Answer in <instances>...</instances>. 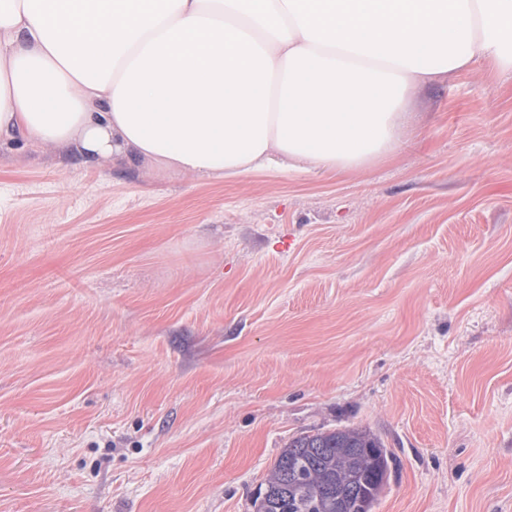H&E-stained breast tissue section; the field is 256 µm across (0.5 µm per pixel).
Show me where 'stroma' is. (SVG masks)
<instances>
[{"label": "stroma", "mask_w": 512, "mask_h": 512, "mask_svg": "<svg viewBox=\"0 0 512 512\" xmlns=\"http://www.w3.org/2000/svg\"><path fill=\"white\" fill-rule=\"evenodd\" d=\"M407 107L345 172L0 148V512H254L342 427L373 512H512V69Z\"/></svg>", "instance_id": "1"}]
</instances>
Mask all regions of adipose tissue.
<instances>
[{"instance_id": "obj_1", "label": "adipose tissue", "mask_w": 512, "mask_h": 512, "mask_svg": "<svg viewBox=\"0 0 512 512\" xmlns=\"http://www.w3.org/2000/svg\"><path fill=\"white\" fill-rule=\"evenodd\" d=\"M476 63L512 68V0H0V143L349 171L394 151L413 89Z\"/></svg>"}]
</instances>
